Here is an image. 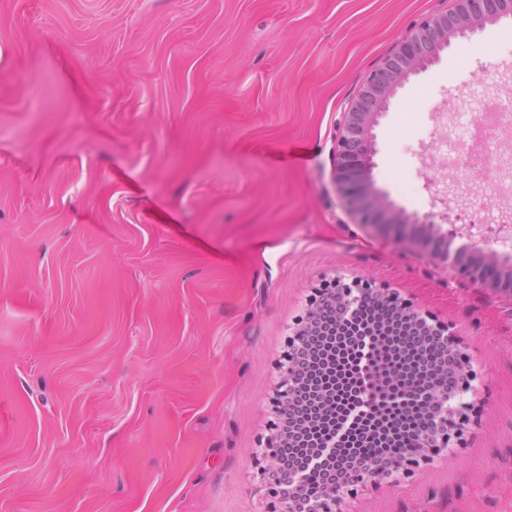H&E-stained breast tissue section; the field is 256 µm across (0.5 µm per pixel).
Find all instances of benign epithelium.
<instances>
[{"label": "benign epithelium", "mask_w": 512, "mask_h": 512, "mask_svg": "<svg viewBox=\"0 0 512 512\" xmlns=\"http://www.w3.org/2000/svg\"><path fill=\"white\" fill-rule=\"evenodd\" d=\"M454 6L445 13L435 14L424 19L402 40L396 50L385 59L367 78L364 88L345 113L341 132L336 141V169L334 181L339 196L346 209L357 218L360 224L377 234H386L400 227L403 232L393 234L396 244L413 241V232L435 234L442 248L434 252V257L460 270L464 277L479 281L490 288H512V258L485 251L480 243L486 240L484 234L470 243L463 258L451 251L452 239L435 222V215L409 216L398 209L388 196L376 187L372 178L375 155L374 129L388 108L390 98L411 74L427 69L439 60V53L449 47L453 40L464 37L483 28L488 23L512 17V0H453ZM494 262L498 274L492 279L485 278L484 266ZM395 313L402 314L422 326L424 318L408 302H401L391 294H376ZM322 301L330 302L338 309L336 319L345 318V312L361 302V296L352 294L348 288H326ZM433 336L438 347L453 354L458 353L456 339L446 330L435 326ZM301 387L300 376L293 366H288V377L278 394V413L281 421L288 419V413ZM432 398L431 406L436 414L430 427L421 428L415 440L393 454L397 460L396 469L411 465L417 457H425L438 448V440L447 437L448 432V393L437 381L428 389ZM291 436L289 428L277 432L274 443L265 449L268 468L274 470L282 465L283 458L278 450L286 446ZM344 492V487L332 485L326 489L325 500L317 503L316 512H336V501Z\"/></svg>", "instance_id": "benign-epithelium-1"}]
</instances>
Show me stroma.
<instances>
[{
	"mask_svg": "<svg viewBox=\"0 0 512 512\" xmlns=\"http://www.w3.org/2000/svg\"><path fill=\"white\" fill-rule=\"evenodd\" d=\"M452 0H0V512H272L260 451L318 290L447 327L471 389L444 452L337 512H512V297L357 224L336 136ZM512 20L452 42L375 130L410 213L474 196L428 159Z\"/></svg>",
	"mask_w": 512,
	"mask_h": 512,
	"instance_id": "stroma-1",
	"label": "stroma"
}]
</instances>
